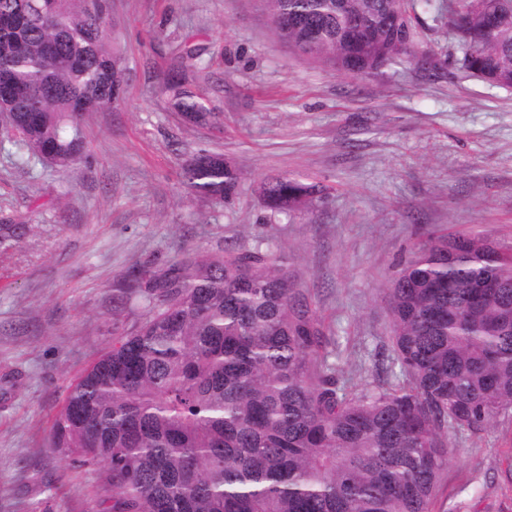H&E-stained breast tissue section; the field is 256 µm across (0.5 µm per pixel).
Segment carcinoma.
I'll return each mask as SVG.
<instances>
[{
	"label": "carcinoma",
	"instance_id": "carcinoma-1",
	"mask_svg": "<svg viewBox=\"0 0 512 512\" xmlns=\"http://www.w3.org/2000/svg\"><path fill=\"white\" fill-rule=\"evenodd\" d=\"M50 2L0 0V99L27 149L19 169L74 164L79 116L111 107L121 83L109 0ZM261 2L294 51L346 73L402 63L431 16L461 72L512 89V0ZM167 92L190 124L220 120L179 74ZM184 181L221 202L239 174L202 148ZM321 193L295 175L261 188L274 216ZM138 273L116 283L112 317H140L70 386L50 440L101 471L111 512H431L448 436L512 410V244L485 232L414 248L386 292L390 348L362 385L311 293L261 241ZM487 281L511 288L475 292Z\"/></svg>",
	"mask_w": 512,
	"mask_h": 512
}]
</instances>
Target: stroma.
I'll return each mask as SVG.
<instances>
[{
	"label": "stroma",
	"mask_w": 512,
	"mask_h": 512,
	"mask_svg": "<svg viewBox=\"0 0 512 512\" xmlns=\"http://www.w3.org/2000/svg\"><path fill=\"white\" fill-rule=\"evenodd\" d=\"M122 96L82 119L80 159L66 170L17 169L18 136L0 125V512H106L97 470L51 447L74 379L130 329L112 315L113 286L134 267L191 251L262 241L310 289L349 365L388 336L385 290L433 232L488 230L512 242V90L466 76L445 27L424 18L417 59L344 75L282 42L260 0H110ZM200 64H178L181 42ZM223 112L184 125L165 79ZM239 172L218 204L190 196L183 169L198 148ZM319 182L322 197L273 216L272 175ZM512 415L451 442L434 512H512Z\"/></svg>",
	"instance_id": "1"
}]
</instances>
